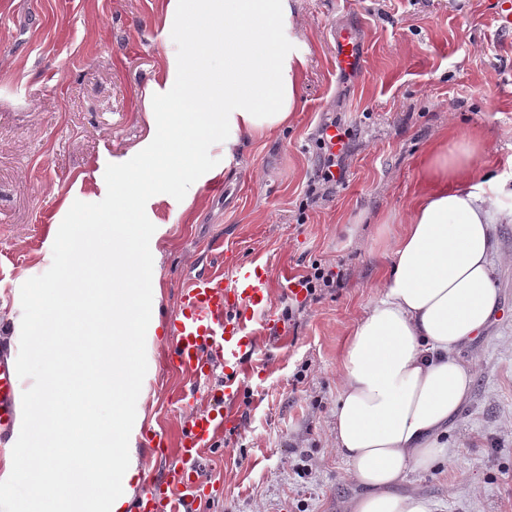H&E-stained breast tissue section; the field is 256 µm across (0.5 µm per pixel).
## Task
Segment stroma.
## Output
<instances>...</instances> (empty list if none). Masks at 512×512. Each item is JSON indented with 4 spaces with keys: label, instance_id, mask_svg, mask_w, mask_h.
Listing matches in <instances>:
<instances>
[{
    "label": "stroma",
    "instance_id": "obj_1",
    "mask_svg": "<svg viewBox=\"0 0 512 512\" xmlns=\"http://www.w3.org/2000/svg\"><path fill=\"white\" fill-rule=\"evenodd\" d=\"M495 0H291L307 39L299 109L286 131L244 144L223 192L202 185L170 219L149 262L158 317L201 272L259 260L271 274L274 335L258 334L234 419L203 461L209 512H350L360 486L336 453L332 427L344 346L384 290L382 271L418 195L428 149L478 139L475 177L502 176L512 204V34ZM168 0H0V355L20 362L8 314L59 273L68 210L97 211L112 160L147 132L145 89L170 48ZM359 50L342 71V36ZM328 116L352 134L346 182L307 201L315 128ZM498 306L481 336L455 352L473 367L468 397L444 439L451 453L410 473L407 489L434 512H512V224L494 227ZM338 266L341 288L317 301L285 279L312 261ZM170 334L131 346L141 395L131 408L140 475L163 477L190 416L174 400L187 374Z\"/></svg>",
    "mask_w": 512,
    "mask_h": 512
}]
</instances>
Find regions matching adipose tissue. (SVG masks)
<instances>
[{
  "label": "adipose tissue",
  "mask_w": 512,
  "mask_h": 512,
  "mask_svg": "<svg viewBox=\"0 0 512 512\" xmlns=\"http://www.w3.org/2000/svg\"><path fill=\"white\" fill-rule=\"evenodd\" d=\"M167 21L177 46L146 89V136L114 161L105 207L74 215L79 233L61 236L63 272L10 315L26 360L41 370L21 373L25 463L0 467V507L24 481L31 494L19 512H127L138 483V450L124 438L139 395L129 342L160 328L157 274L143 259L157 240L153 207L186 210L219 175L214 154L232 165L244 138L287 127L298 108L307 60L291 0H168ZM475 151L463 136L423 161L422 191L384 270V291L345 346L333 432L363 488L351 512L433 510L402 485L447 453L439 437L473 379L454 352L497 308L491 227L512 223L496 180L475 181ZM107 400L105 452L99 411Z\"/></svg>",
  "instance_id": "ef3b65f1"
}]
</instances>
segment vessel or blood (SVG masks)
Wrapping results in <instances>:
<instances>
[{
    "instance_id": "obj_1",
    "label": "vessel or blood",
    "mask_w": 512,
    "mask_h": 512,
    "mask_svg": "<svg viewBox=\"0 0 512 512\" xmlns=\"http://www.w3.org/2000/svg\"><path fill=\"white\" fill-rule=\"evenodd\" d=\"M269 288L266 267L246 262L232 267L226 277L194 276L181 290L178 311L169 321L171 361L196 382L195 388L177 397L192 414L167 473L156 480L146 479L140 512H195V502L208 487L199 462L227 423L222 400H215L206 410H194L197 389L220 369L224 392L232 394L246 360L255 351L257 323L267 312ZM17 384L14 366L0 361V434L9 433L16 422Z\"/></svg>"
}]
</instances>
